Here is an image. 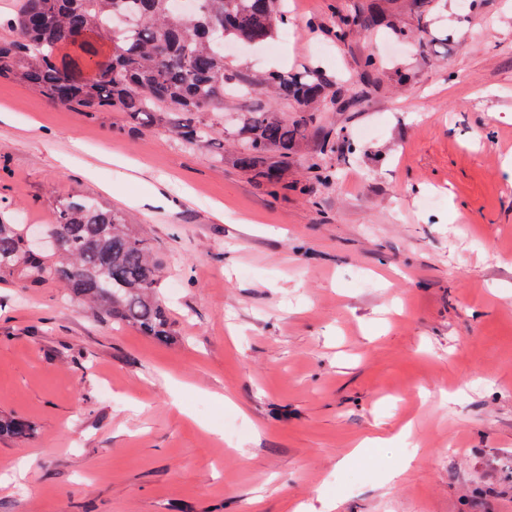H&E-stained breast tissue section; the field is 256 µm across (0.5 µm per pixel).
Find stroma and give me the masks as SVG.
<instances>
[{
	"instance_id": "35a3bbf8",
	"label": "stroma",
	"mask_w": 512,
	"mask_h": 512,
	"mask_svg": "<svg viewBox=\"0 0 512 512\" xmlns=\"http://www.w3.org/2000/svg\"><path fill=\"white\" fill-rule=\"evenodd\" d=\"M281 31L229 66L341 96L277 196L233 136L190 149L0 80V218L123 212L172 322L162 344L0 280V416L33 428L0 437V512H512V0H288ZM159 181L179 210L135 205ZM340 25H338V29L336 30V36L342 37L347 31L351 29H364L369 30L378 26L380 22V18L377 14L370 13L365 14L362 12L357 13H344L338 11Z\"/></svg>"
}]
</instances>
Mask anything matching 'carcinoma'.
I'll list each match as a JSON object with an SVG mask.
<instances>
[{"mask_svg": "<svg viewBox=\"0 0 512 512\" xmlns=\"http://www.w3.org/2000/svg\"><path fill=\"white\" fill-rule=\"evenodd\" d=\"M194 14L176 0H18L0 14V78L24 84L46 98L84 112H126L176 134L189 148L224 137L212 118L224 113V89L236 84L272 85L279 97L308 108L331 86L320 71H278L248 79L227 66L224 40L264 44L285 24L282 0H203ZM336 36L378 26L374 13H339ZM99 41L112 43L103 56ZM313 115L289 121L272 110L244 112L235 134L237 164L270 188L296 154ZM50 233L57 251L28 246L26 225L0 222V276L24 288L47 281L97 304L117 325L137 326L164 342L171 335L169 310L158 296L160 262L120 213L85 195H68L56 206ZM30 425L0 418V435L25 438Z\"/></svg>", "mask_w": 512, "mask_h": 512, "instance_id": "obj_1", "label": "carcinoma"}]
</instances>
